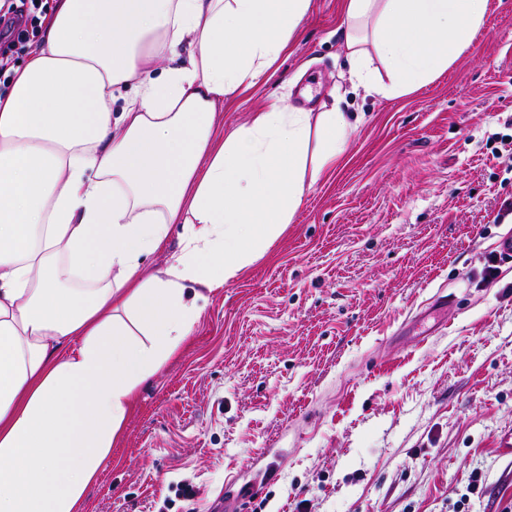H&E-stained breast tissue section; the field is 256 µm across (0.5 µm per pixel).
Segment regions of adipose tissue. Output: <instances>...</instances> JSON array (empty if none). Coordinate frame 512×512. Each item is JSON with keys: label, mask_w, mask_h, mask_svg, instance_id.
Wrapping results in <instances>:
<instances>
[{"label": "adipose tissue", "mask_w": 512, "mask_h": 512, "mask_svg": "<svg viewBox=\"0 0 512 512\" xmlns=\"http://www.w3.org/2000/svg\"><path fill=\"white\" fill-rule=\"evenodd\" d=\"M310 5L56 0L0 90V512H82L137 389L339 164L354 125L336 105L275 101L214 133ZM487 8L345 0L350 80L386 98L434 82Z\"/></svg>", "instance_id": "adipose-tissue-1"}]
</instances>
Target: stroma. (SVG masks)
Segmentation results:
<instances>
[{
	"label": "stroma",
	"instance_id": "obj_1",
	"mask_svg": "<svg viewBox=\"0 0 512 512\" xmlns=\"http://www.w3.org/2000/svg\"><path fill=\"white\" fill-rule=\"evenodd\" d=\"M344 0H311L215 130L271 96L360 116L342 161L137 391L85 512H505L512 504V0L413 94L352 92ZM495 275H488V267ZM446 305H439V297ZM187 486L193 498L178 497Z\"/></svg>",
	"mask_w": 512,
	"mask_h": 512
}]
</instances>
